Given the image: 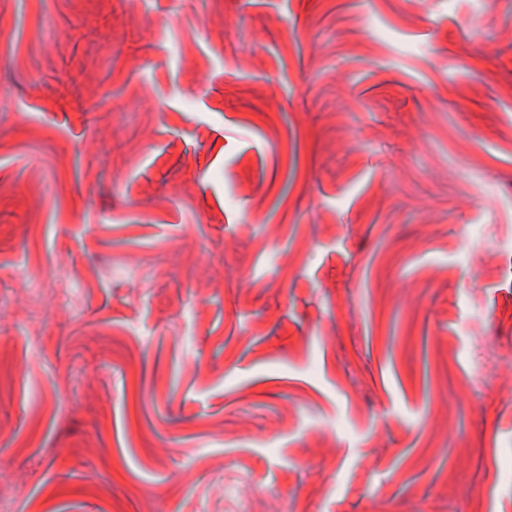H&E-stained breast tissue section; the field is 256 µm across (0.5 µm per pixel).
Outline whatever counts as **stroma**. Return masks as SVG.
Wrapping results in <instances>:
<instances>
[{"label":"stroma","mask_w":512,"mask_h":512,"mask_svg":"<svg viewBox=\"0 0 512 512\" xmlns=\"http://www.w3.org/2000/svg\"><path fill=\"white\" fill-rule=\"evenodd\" d=\"M0 90V512H512V0H0ZM478 365L470 375V383L484 381L488 373L498 375L512 362L511 349H503L496 342L482 339L477 346Z\"/></svg>","instance_id":"35a3bbf8"}]
</instances>
